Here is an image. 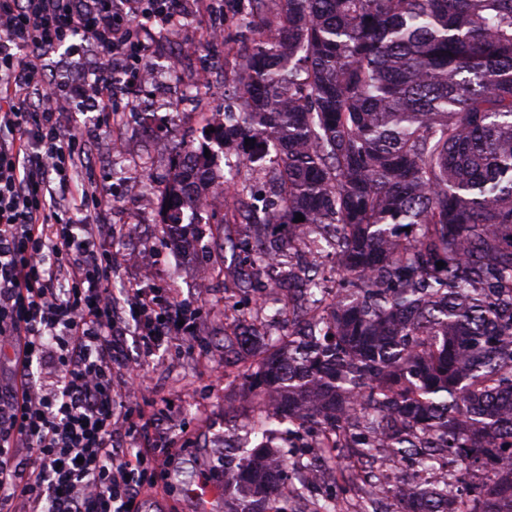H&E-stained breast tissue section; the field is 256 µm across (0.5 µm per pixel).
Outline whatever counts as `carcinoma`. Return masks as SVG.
Segmentation results:
<instances>
[{
    "mask_svg": "<svg viewBox=\"0 0 512 512\" xmlns=\"http://www.w3.org/2000/svg\"><path fill=\"white\" fill-rule=\"evenodd\" d=\"M247 4L243 111L222 136L276 177L278 207L257 223L292 228L253 262L292 277L300 214L341 229L342 287L319 307L290 284L275 312L287 335L236 337L256 356L225 413L250 412L260 442L224 455V512H292L291 486L327 461L336 494L310 512L357 487L362 512H512V0ZM205 150L175 165L174 206L193 207ZM302 430L319 454L291 462ZM397 460L474 489L421 492Z\"/></svg>",
    "mask_w": 512,
    "mask_h": 512,
    "instance_id": "1",
    "label": "carcinoma"
}]
</instances>
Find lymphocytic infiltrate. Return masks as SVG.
I'll use <instances>...</instances> for the list:
<instances>
[{
  "mask_svg": "<svg viewBox=\"0 0 512 512\" xmlns=\"http://www.w3.org/2000/svg\"><path fill=\"white\" fill-rule=\"evenodd\" d=\"M174 0H0V512H129L147 486L118 447L112 382L126 337L144 352L192 333L197 314L172 288L112 290L123 230L103 217L105 190L84 177L112 124L113 83L142 63L141 20L167 27ZM95 45L104 67L46 78L44 61ZM25 457H18V450Z\"/></svg>",
  "mask_w": 512,
  "mask_h": 512,
  "instance_id": "obj_1",
  "label": "lymphocytic infiltrate"
}]
</instances>
